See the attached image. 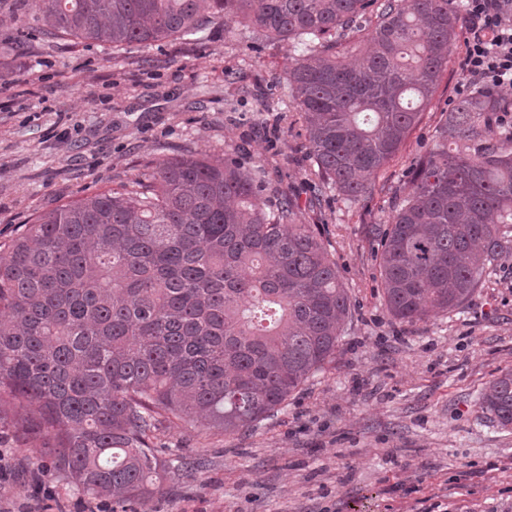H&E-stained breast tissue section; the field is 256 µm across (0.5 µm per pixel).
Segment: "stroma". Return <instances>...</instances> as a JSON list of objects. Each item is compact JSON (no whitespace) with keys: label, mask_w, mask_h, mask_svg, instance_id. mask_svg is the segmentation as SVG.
<instances>
[{"label":"stroma","mask_w":512,"mask_h":512,"mask_svg":"<svg viewBox=\"0 0 512 512\" xmlns=\"http://www.w3.org/2000/svg\"><path fill=\"white\" fill-rule=\"evenodd\" d=\"M17 0H0V252L35 212L151 174L176 154L226 155L288 192L322 238L352 315L335 359L254 427L225 436L176 423L160 492L137 512H512V430L482 412L512 369V252L468 303L400 323L387 314L380 232L409 169L435 148L445 111L470 89L457 39L420 122L370 196H322L286 79L291 42L251 51L215 24L191 39L114 51L67 44L35 24L13 47ZM206 461L203 469L191 459ZM40 442L0 418V512H112L39 468Z\"/></svg>","instance_id":"obj_1"}]
</instances>
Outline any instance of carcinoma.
<instances>
[{
	"instance_id": "obj_1",
	"label": "carcinoma",
	"mask_w": 512,
	"mask_h": 512,
	"mask_svg": "<svg viewBox=\"0 0 512 512\" xmlns=\"http://www.w3.org/2000/svg\"><path fill=\"white\" fill-rule=\"evenodd\" d=\"M46 35L150 48L224 18L292 40L288 65L321 189L346 200L398 153L459 35L451 0H19ZM481 88L446 116L382 232L391 317L454 312L512 249V137ZM455 148L448 149L446 140ZM251 169L175 155L119 191L37 215L0 255V415L48 440L49 470L133 509L166 469L162 423L238 433L330 363L351 302L287 195ZM481 406L512 428V370Z\"/></svg>"
}]
</instances>
